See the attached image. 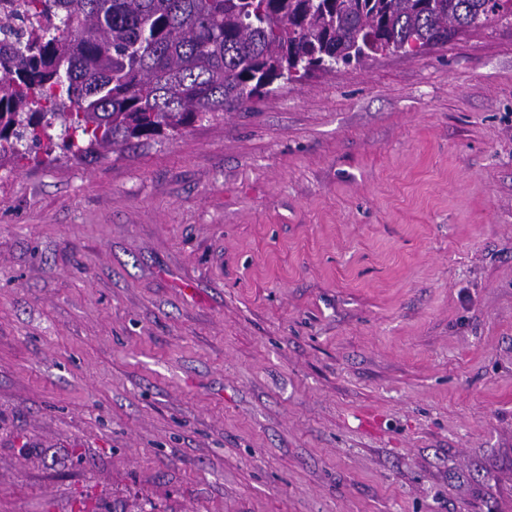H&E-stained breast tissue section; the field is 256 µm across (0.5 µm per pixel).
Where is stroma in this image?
I'll return each instance as SVG.
<instances>
[{
    "instance_id": "obj_1",
    "label": "stroma",
    "mask_w": 512,
    "mask_h": 512,
    "mask_svg": "<svg viewBox=\"0 0 512 512\" xmlns=\"http://www.w3.org/2000/svg\"><path fill=\"white\" fill-rule=\"evenodd\" d=\"M0 512H512V16L0 156Z\"/></svg>"
}]
</instances>
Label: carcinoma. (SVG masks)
Returning a JSON list of instances; mask_svg holds the SVG:
<instances>
[{"instance_id":"carcinoma-1","label":"carcinoma","mask_w":512,"mask_h":512,"mask_svg":"<svg viewBox=\"0 0 512 512\" xmlns=\"http://www.w3.org/2000/svg\"><path fill=\"white\" fill-rule=\"evenodd\" d=\"M512 0H20L0 15V153L101 156L246 106L307 68L420 49Z\"/></svg>"}]
</instances>
